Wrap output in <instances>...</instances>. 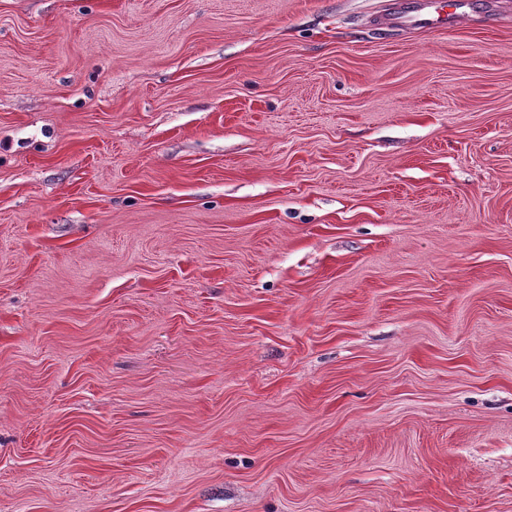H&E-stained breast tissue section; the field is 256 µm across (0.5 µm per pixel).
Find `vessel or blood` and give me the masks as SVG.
I'll return each instance as SVG.
<instances>
[{
  "mask_svg": "<svg viewBox=\"0 0 512 512\" xmlns=\"http://www.w3.org/2000/svg\"><path fill=\"white\" fill-rule=\"evenodd\" d=\"M471 7V0H397L382 17L387 28H453Z\"/></svg>",
  "mask_w": 512,
  "mask_h": 512,
  "instance_id": "1",
  "label": "vessel or blood"
}]
</instances>
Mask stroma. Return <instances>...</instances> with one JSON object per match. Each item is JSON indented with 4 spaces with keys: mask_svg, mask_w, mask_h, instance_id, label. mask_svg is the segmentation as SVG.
<instances>
[{
    "mask_svg": "<svg viewBox=\"0 0 512 512\" xmlns=\"http://www.w3.org/2000/svg\"><path fill=\"white\" fill-rule=\"evenodd\" d=\"M0 0V512H512V0ZM470 0H398L382 17L386 28H433L450 30L471 8Z\"/></svg>",
    "mask_w": 512,
    "mask_h": 512,
    "instance_id": "35a3bbf8",
    "label": "stroma"
}]
</instances>
